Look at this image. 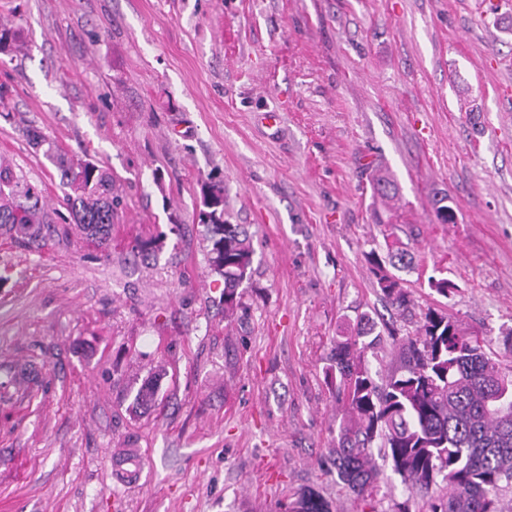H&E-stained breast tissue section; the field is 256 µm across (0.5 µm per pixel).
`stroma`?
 Returning a JSON list of instances; mask_svg holds the SVG:
<instances>
[{
	"instance_id": "35a3bbf8",
	"label": "stroma",
	"mask_w": 512,
	"mask_h": 512,
	"mask_svg": "<svg viewBox=\"0 0 512 512\" xmlns=\"http://www.w3.org/2000/svg\"><path fill=\"white\" fill-rule=\"evenodd\" d=\"M0 24L21 36L0 54V163L46 221L31 246L0 229V390L7 366L41 369L0 397V512H279L306 489L423 512L390 461L373 503L338 479L322 369L359 315L405 333L431 307L512 368V0H0ZM51 151L112 174L108 247L73 223ZM210 180L255 251L229 317L198 222ZM394 239L405 318L366 262ZM152 378L158 407L134 409ZM132 449L134 486L110 466Z\"/></svg>"
}]
</instances>
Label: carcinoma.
<instances>
[{
    "label": "carcinoma",
    "mask_w": 512,
    "mask_h": 512,
    "mask_svg": "<svg viewBox=\"0 0 512 512\" xmlns=\"http://www.w3.org/2000/svg\"><path fill=\"white\" fill-rule=\"evenodd\" d=\"M17 31L0 26V53L17 46ZM68 188L65 200L75 223L102 248L109 245L117 200L112 177L94 163L74 167L60 156H49ZM376 194L399 199L397 183L378 174ZM435 202L440 224L455 222V210ZM44 203L38 187L0 168V227L18 231L30 241L41 237ZM212 242L210 263L224 278V312L241 304L238 289L251 276L254 249L241 224L224 223V207L199 216ZM389 263L375 252L367 255L378 292L397 312L411 304L410 294L389 268L411 263L394 246ZM429 288L447 298L454 284L431 276ZM388 350L397 365L385 376L372 371L368 351ZM324 383L339 406L336 473L343 484L365 501L377 493L380 471L371 449L380 448L410 494L428 497L427 512H501L498 491L512 481V377L486 351L485 339L465 331L448 313L427 309L412 333L382 335L372 318L359 317L347 336L336 339L323 368ZM153 381L145 382L134 404L156 405ZM288 512H332L313 491L288 502Z\"/></svg>",
    "instance_id": "obj_1"
}]
</instances>
